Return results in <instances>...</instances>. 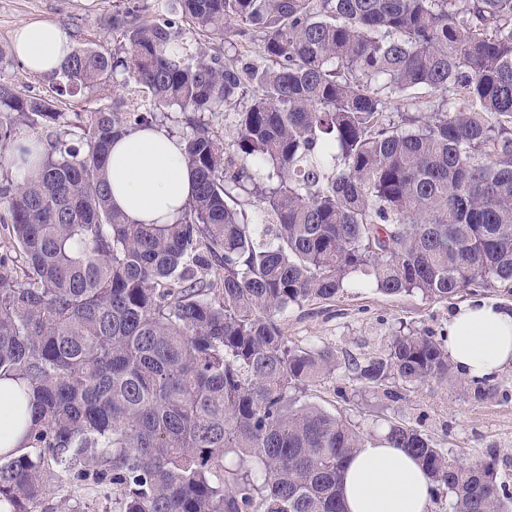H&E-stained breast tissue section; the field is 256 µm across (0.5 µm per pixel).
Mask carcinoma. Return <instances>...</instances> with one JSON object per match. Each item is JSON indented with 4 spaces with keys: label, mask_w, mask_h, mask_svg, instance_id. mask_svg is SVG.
<instances>
[{
    "label": "carcinoma",
    "mask_w": 512,
    "mask_h": 512,
    "mask_svg": "<svg viewBox=\"0 0 512 512\" xmlns=\"http://www.w3.org/2000/svg\"><path fill=\"white\" fill-rule=\"evenodd\" d=\"M125 2L120 47L77 44L56 95L0 82V380L33 407L0 497L30 512L55 464L116 512H344L345 464L372 438L308 389L342 364L367 387L449 382L445 336L343 361L290 342L281 316L356 275L429 300L512 285V0ZM255 33L248 62L228 38ZM119 69L134 98L61 111ZM241 100L227 143L204 112ZM173 106L194 192L173 223L138 224L112 207L110 147ZM243 194L273 217L260 234ZM384 441L448 512H512L494 456L460 463L400 422Z\"/></svg>",
    "instance_id": "obj_1"
}]
</instances>
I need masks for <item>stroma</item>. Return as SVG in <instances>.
Here are the masks:
<instances>
[{"label":"stroma","instance_id":"1","mask_svg":"<svg viewBox=\"0 0 512 512\" xmlns=\"http://www.w3.org/2000/svg\"><path fill=\"white\" fill-rule=\"evenodd\" d=\"M119 4L120 0H0V47L5 50L0 80L26 94H50L53 77L31 73L15 57L12 47L17 28L28 21L48 19L58 23L68 37L109 50L116 39L112 14ZM474 296L512 307V292L503 287L428 301L416 293L386 295L354 282L334 300L290 308L282 328L293 343L329 346L362 359L385 347L400 330L445 333L450 315ZM497 380L499 393L480 403L471 399L469 381L463 377L451 386L429 382L404 390L401 400L392 401L380 389L360 387L341 369L312 388L308 399L377 438L398 421L431 436L439 447L465 463L496 453L500 479L512 484V367L501 371ZM52 483L54 493L48 504L57 512L114 510L111 494L81 484L70 472L55 470Z\"/></svg>","mask_w":512,"mask_h":512}]
</instances>
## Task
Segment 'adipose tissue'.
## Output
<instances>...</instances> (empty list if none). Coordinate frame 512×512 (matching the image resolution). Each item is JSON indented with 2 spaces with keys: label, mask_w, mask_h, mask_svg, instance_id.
<instances>
[{
  "label": "adipose tissue",
  "mask_w": 512,
  "mask_h": 512,
  "mask_svg": "<svg viewBox=\"0 0 512 512\" xmlns=\"http://www.w3.org/2000/svg\"><path fill=\"white\" fill-rule=\"evenodd\" d=\"M72 44L55 22L20 26L14 52L36 74L51 75ZM112 205L141 224H169L188 202L193 176L181 141L163 129H139L118 138L109 153ZM448 358L467 379H481L512 366V309L487 299L469 301L448 322ZM30 412L17 384L0 380V454H19ZM346 512H430L431 484L417 460L377 440L347 462L342 486Z\"/></svg>",
  "instance_id": "adipose-tissue-1"
}]
</instances>
